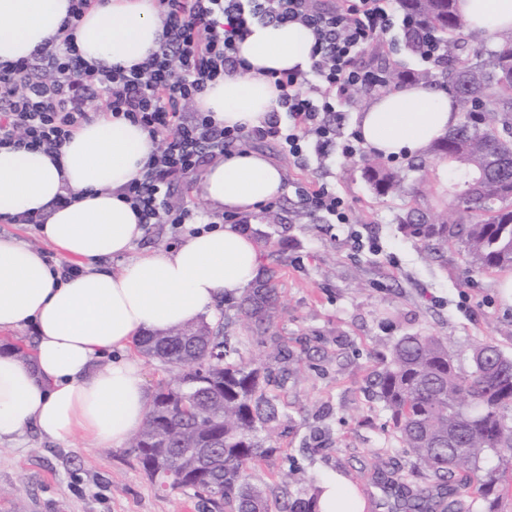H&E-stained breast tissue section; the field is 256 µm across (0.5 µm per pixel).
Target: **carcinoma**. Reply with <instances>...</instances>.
Instances as JSON below:
<instances>
[{
    "mask_svg": "<svg viewBox=\"0 0 512 512\" xmlns=\"http://www.w3.org/2000/svg\"><path fill=\"white\" fill-rule=\"evenodd\" d=\"M402 10L423 28L436 32L448 46L439 75L428 71L394 72L391 84L428 83L441 79L459 106L460 121L435 142L431 153L448 164L451 215L435 221L420 209L429 182L427 161L409 166L411 182L373 157L363 175L379 197L408 198L403 232L424 247L442 252L464 246L469 272L512 269V36L488 58L474 62L465 54L466 19L457 0H399ZM487 171L475 195H458L456 186L477 169ZM271 263L247 289L237 311L241 321L263 337L270 332L279 305V262ZM147 358L180 369L173 385L156 389L144 422L135 432L133 453L153 481L190 489L218 512H320V487L307 498L281 504L272 490L252 485L249 471L265 459L259 432L279 418L278 405L265 393L267 378L244 358L227 360L220 330L206 322L135 341ZM390 412L393 428L413 457L414 470L398 473L374 465L372 481L393 498L391 512H499L504 492L512 487L497 469H484L490 454L512 457V358L497 344L473 349L470 369L463 371L438 336L410 334L396 339L389 360L372 382ZM219 445L211 466L195 465L191 447ZM470 493L469 504L458 499Z\"/></svg>",
    "mask_w": 512,
    "mask_h": 512,
    "instance_id": "carcinoma-1",
    "label": "carcinoma"
}]
</instances>
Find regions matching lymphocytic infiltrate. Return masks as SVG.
<instances>
[{
	"label": "lymphocytic infiltrate",
	"instance_id": "obj_1",
	"mask_svg": "<svg viewBox=\"0 0 512 512\" xmlns=\"http://www.w3.org/2000/svg\"><path fill=\"white\" fill-rule=\"evenodd\" d=\"M92 2L72 0L65 37L29 58L0 63V147L57 153L93 119L88 103L98 101L105 117L140 125L161 140L139 177L122 190L147 228L185 226L191 211L165 202L162 189L195 174L205 158L232 153L248 141H274L298 164L305 162L311 145L322 154L333 147L345 157L356 154L357 133L339 137L329 117L341 114L351 91L383 86L384 72L357 62L366 45L392 35L416 43L420 62L445 54L444 45L412 17L398 14L392 0H154L163 19L158 51L128 69L95 66L80 57L72 37ZM256 20L298 23L312 32L309 72L322 92L310 95L299 72L269 71L279 91L276 109L262 125L229 128L193 105L209 85L245 69L238 43ZM298 193L329 223H349L347 202L327 184Z\"/></svg>",
	"mask_w": 512,
	"mask_h": 512
}]
</instances>
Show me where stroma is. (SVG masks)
Returning <instances> with one entry per match:
<instances>
[{"instance_id":"1","label":"stroma","mask_w":512,"mask_h":512,"mask_svg":"<svg viewBox=\"0 0 512 512\" xmlns=\"http://www.w3.org/2000/svg\"><path fill=\"white\" fill-rule=\"evenodd\" d=\"M359 61L406 73L421 70L402 43L373 44ZM251 148L285 172L273 209L243 221L249 233L284 246L281 306L265 341L242 325L237 297L220 299L203 316L222 322L225 339L239 355L269 374L266 392L280 407L268 437L276 451L252 470L250 481L294 499L342 480L366 490L373 502L368 512H386L371 480L373 464L406 470L412 463L371 386L389 343L415 332L441 337L464 369L473 348L487 341L512 357V336L502 333L512 321V295L501 287L506 274L468 272L461 245L440 259L406 237L399 229L406 200L376 197L360 156H321L312 149L299 168L275 142L255 141ZM317 183L329 184L347 200L351 223H328L303 206L298 188ZM184 238L158 224L124 256L101 259L97 266L116 272ZM0 499L9 512H209L193 491L158 488L129 446L53 441L32 427L0 445Z\"/></svg>"}]
</instances>
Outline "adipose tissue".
Masks as SVG:
<instances>
[{"label": "adipose tissue", "instance_id": "1", "mask_svg": "<svg viewBox=\"0 0 512 512\" xmlns=\"http://www.w3.org/2000/svg\"><path fill=\"white\" fill-rule=\"evenodd\" d=\"M70 4L0 0V63L28 58L61 36ZM457 9L472 31L512 30V0H458ZM162 31L153 0H106L87 10L74 40L88 64L129 67L158 50ZM312 44L298 23L251 24L238 44L247 70L210 85L198 109L228 127L261 125L278 98L267 71L306 70ZM458 121L453 98L409 84L376 96L358 113L356 128L369 150L409 157L425 153ZM156 148L144 128L104 117L78 128L55 156L0 148V218L39 216L43 239L82 268L63 279L42 252L0 238V331L29 326L35 333L31 359L0 353V444L32 426L51 440L124 445L147 412L141 363L125 356L130 345L196 321L257 276L258 247L235 224L188 236L117 272L94 268L141 238L139 216L120 193ZM283 185L279 165L246 151L215 160L192 193L211 209L249 216Z\"/></svg>", "mask_w": 512, "mask_h": 512}]
</instances>
